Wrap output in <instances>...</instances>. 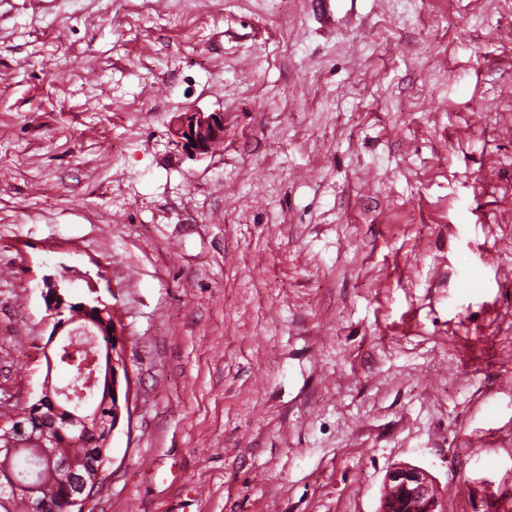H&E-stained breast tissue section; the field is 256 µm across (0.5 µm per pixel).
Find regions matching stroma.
I'll list each match as a JSON object with an SVG mask.
<instances>
[{
	"instance_id": "stroma-1",
	"label": "stroma",
	"mask_w": 512,
	"mask_h": 512,
	"mask_svg": "<svg viewBox=\"0 0 512 512\" xmlns=\"http://www.w3.org/2000/svg\"><path fill=\"white\" fill-rule=\"evenodd\" d=\"M65 268L127 337L93 512H512V0H0V412ZM369 0H348L344 8H342L337 2L338 0H312L314 13L317 14L319 22L327 27L334 28L336 26L337 18L336 15L344 13L345 16L358 14L359 9L362 7L364 2ZM173 141L194 154H208L216 142L224 139L223 112L192 110L172 120ZM429 474L410 465L392 467L384 479L381 505L377 512H443Z\"/></svg>"
}]
</instances>
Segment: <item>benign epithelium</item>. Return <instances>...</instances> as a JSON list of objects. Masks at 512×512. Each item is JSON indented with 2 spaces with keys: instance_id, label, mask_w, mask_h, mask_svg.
I'll return each instance as SVG.
<instances>
[{
  "instance_id": "1",
  "label": "benign epithelium",
  "mask_w": 512,
  "mask_h": 512,
  "mask_svg": "<svg viewBox=\"0 0 512 512\" xmlns=\"http://www.w3.org/2000/svg\"><path fill=\"white\" fill-rule=\"evenodd\" d=\"M173 141L194 154H207L213 144L224 139V113L192 110L182 112L172 120ZM72 280L69 272L61 277L48 278L49 298L45 320L52 324V331L45 345V357L49 367H54V358L66 349V336L85 332L92 336L88 328L72 329L80 321L90 322V313L104 315L109 306L96 297L93 304H83L80 310L66 316L69 301L64 282ZM130 384L125 330L121 322L112 321V353L110 366L103 369L99 356L94 354L82 362L74 374V381L65 387L53 385L52 376L45 377L41 395L35 404L44 411V424L37 432L23 435V429L14 424V419H0V467L8 476V482L0 486V494L5 496L20 489L26 490L32 512H53L52 503L38 495L37 484H23L14 479L12 461L17 452L31 448L33 452L48 461L42 476H48L57 469H69L68 501L78 512H90V504L95 496V488L108 461L101 456L88 470L68 467L69 459L58 454L55 434L59 432L57 423L61 414H66V422L73 426L74 438L78 444L85 432L101 429L104 423L97 412L88 405V392L100 385H112V427H117L122 406L120 401H129V393H121L122 384ZM377 512H443L437 490L429 474L422 468L400 465L391 468L384 479L381 505Z\"/></svg>"
}]
</instances>
